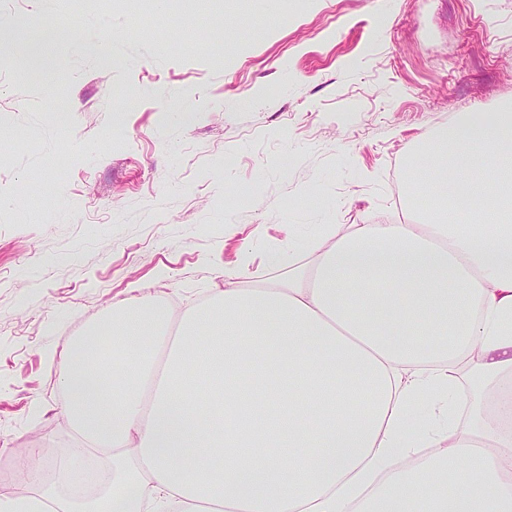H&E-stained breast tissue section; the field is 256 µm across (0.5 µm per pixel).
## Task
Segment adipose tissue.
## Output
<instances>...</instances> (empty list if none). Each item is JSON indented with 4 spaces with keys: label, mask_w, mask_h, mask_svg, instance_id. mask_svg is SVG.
<instances>
[{
    "label": "adipose tissue",
    "mask_w": 512,
    "mask_h": 512,
    "mask_svg": "<svg viewBox=\"0 0 512 512\" xmlns=\"http://www.w3.org/2000/svg\"><path fill=\"white\" fill-rule=\"evenodd\" d=\"M434 206L320 225L287 282L222 287L177 334L156 299L63 346L75 441L0 512H512V399L461 424L457 369L512 382V107L431 133L408 160ZM97 495L66 487L89 454Z\"/></svg>",
    "instance_id": "1"
}]
</instances>
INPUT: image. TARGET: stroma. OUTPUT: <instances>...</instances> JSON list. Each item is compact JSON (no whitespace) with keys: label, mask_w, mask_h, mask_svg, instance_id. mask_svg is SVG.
Masks as SVG:
<instances>
[{"label":"stroma","mask_w":512,"mask_h":512,"mask_svg":"<svg viewBox=\"0 0 512 512\" xmlns=\"http://www.w3.org/2000/svg\"><path fill=\"white\" fill-rule=\"evenodd\" d=\"M1 16L0 456L47 465L73 442L49 348L133 289L184 313L240 261L276 279L264 255L289 233L400 220L415 143L512 105V0H0Z\"/></svg>","instance_id":"1"}]
</instances>
